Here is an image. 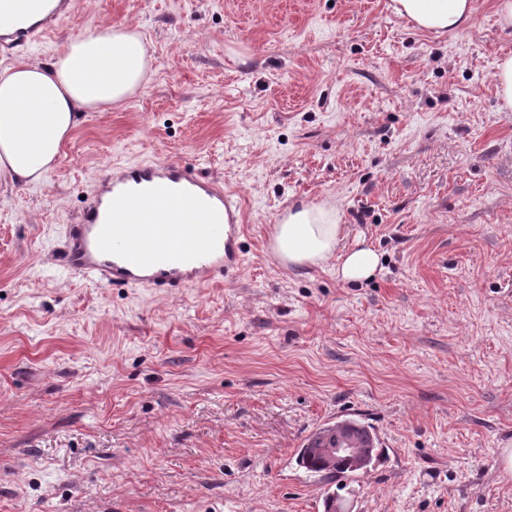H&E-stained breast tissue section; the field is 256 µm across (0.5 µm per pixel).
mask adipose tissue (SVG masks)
Wrapping results in <instances>:
<instances>
[{
	"instance_id": "adipose-tissue-1",
	"label": "adipose tissue",
	"mask_w": 512,
	"mask_h": 512,
	"mask_svg": "<svg viewBox=\"0 0 512 512\" xmlns=\"http://www.w3.org/2000/svg\"><path fill=\"white\" fill-rule=\"evenodd\" d=\"M394 13L438 34L470 25L473 0H392ZM151 56L129 25L100 28L71 40L48 64L26 60L0 70V172L17 182L40 181L83 112L106 111L149 81ZM348 228L329 203L290 206L275 227L272 250L300 269L335 262L338 279L360 283L380 266L370 247H347Z\"/></svg>"
}]
</instances>
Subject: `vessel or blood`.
<instances>
[{
    "label": "vessel or blood",
    "mask_w": 512,
    "mask_h": 512,
    "mask_svg": "<svg viewBox=\"0 0 512 512\" xmlns=\"http://www.w3.org/2000/svg\"><path fill=\"white\" fill-rule=\"evenodd\" d=\"M74 0H50L42 20L19 25L0 0V56L50 34ZM240 203L222 184L162 160L99 177L79 220L66 228V268L101 285L180 289L207 285L242 264Z\"/></svg>",
    "instance_id": "obj_1"
}]
</instances>
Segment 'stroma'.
Segmentation results:
<instances>
[{"label": "stroma", "mask_w": 512, "mask_h": 512, "mask_svg": "<svg viewBox=\"0 0 512 512\" xmlns=\"http://www.w3.org/2000/svg\"><path fill=\"white\" fill-rule=\"evenodd\" d=\"M474 6L436 34L391 0H76L24 50L129 24L153 73L40 182L0 173V512H324L337 482L295 454L351 417L383 449L353 512H512V31ZM156 158L240 198L239 270L167 292L64 268L97 177ZM301 201L341 209L373 278L279 263ZM493 81L501 108L512 112V52L497 59Z\"/></svg>", "instance_id": "35a3bbf8"}]
</instances>
